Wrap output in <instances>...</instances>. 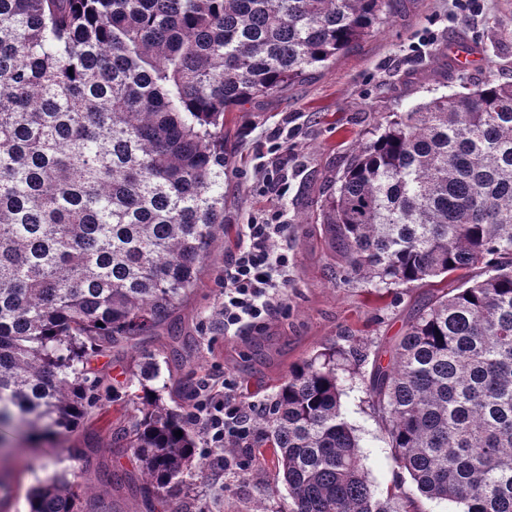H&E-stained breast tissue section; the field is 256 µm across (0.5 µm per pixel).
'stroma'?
Instances as JSON below:
<instances>
[{
  "instance_id": "obj_1",
  "label": "stroma",
  "mask_w": 512,
  "mask_h": 512,
  "mask_svg": "<svg viewBox=\"0 0 512 512\" xmlns=\"http://www.w3.org/2000/svg\"><path fill=\"white\" fill-rule=\"evenodd\" d=\"M479 5L478 14L465 17L456 0H393L387 23L353 43L333 64L225 113L224 234L212 245V265L189 299L149 337L92 358V368L104 378L97 408L77 431L46 446L70 478L93 485L98 470L133 469V460L113 456L107 442L136 412L126 401L124 383L139 354L162 361L163 395L179 412H187L189 396L206 374L230 381L237 400L258 412L289 368L319 353L355 345L369 359L384 354L416 310L446 288V281L433 279L378 290L349 274L340 253L330 247L322 206L351 155L386 116L465 84L489 78L512 82V0H480ZM458 48L473 55L470 68L458 67ZM276 129L288 132V191L274 200L259 194L257 181L272 159L270 134ZM272 207L286 210L291 226L284 307L261 330L225 335L216 318L224 299V261L235 249L239 225ZM370 371L368 360L355 373L344 374L341 404L360 439L363 471L384 495L393 486L394 465L366 391ZM0 434L15 449L0 456V479L12 484L13 512H28L25 493L41 476L40 459L20 434L9 429ZM75 448L85 449L86 458L72 456ZM273 484L272 467L258 458L246 470L195 480L173 505L180 512L200 504L211 512L259 507L290 512L286 489Z\"/></svg>"
}]
</instances>
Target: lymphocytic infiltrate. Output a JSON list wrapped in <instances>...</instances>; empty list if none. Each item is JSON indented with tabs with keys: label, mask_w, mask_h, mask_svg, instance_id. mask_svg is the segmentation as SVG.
Wrapping results in <instances>:
<instances>
[{
	"label": "lymphocytic infiltrate",
	"mask_w": 512,
	"mask_h": 512,
	"mask_svg": "<svg viewBox=\"0 0 512 512\" xmlns=\"http://www.w3.org/2000/svg\"><path fill=\"white\" fill-rule=\"evenodd\" d=\"M288 228L278 210L263 222L240 225L236 249L222 277L224 302L219 315L225 334L260 329L282 307L290 272ZM187 418L203 427L212 448L223 447L231 437L248 438L252 430L232 384L213 378L196 387Z\"/></svg>",
	"instance_id": "obj_1"
}]
</instances>
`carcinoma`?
I'll return each instance as SVG.
<instances>
[{
  "mask_svg": "<svg viewBox=\"0 0 512 512\" xmlns=\"http://www.w3.org/2000/svg\"><path fill=\"white\" fill-rule=\"evenodd\" d=\"M391 0H0V426L32 441L97 406L92 357L165 323L224 231V113L286 90L386 22ZM323 220L378 288L456 275L372 364L368 395L395 466L426 498L512 512V82L489 79L386 120L352 156ZM483 278H466L473 268ZM291 368L249 440L291 512H392L368 483L339 372ZM134 361L138 415L112 452L137 474L80 492L57 462L29 512H112L128 484L152 512L202 476L200 431ZM182 431L183 436L174 435Z\"/></svg>",
  "mask_w": 512,
  "mask_h": 512,
  "instance_id": "obj_1",
  "label": "carcinoma"
}]
</instances>
